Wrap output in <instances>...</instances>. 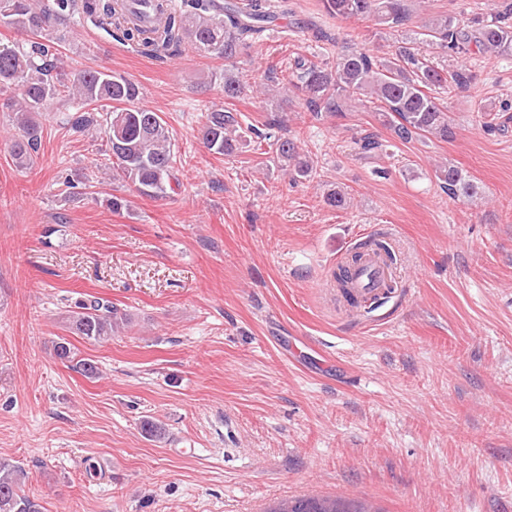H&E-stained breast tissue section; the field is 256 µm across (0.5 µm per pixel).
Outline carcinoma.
I'll list each match as a JSON object with an SVG mask.
<instances>
[{
	"mask_svg": "<svg viewBox=\"0 0 512 512\" xmlns=\"http://www.w3.org/2000/svg\"><path fill=\"white\" fill-rule=\"evenodd\" d=\"M325 11L337 18H375L383 25H399L407 18L403 0H323ZM77 0H0V22L32 35L29 43L0 49V96L8 95L7 106L14 112L17 133L11 142L16 166L29 168L41 147L42 125L38 116L54 103L68 105L66 124L75 133L96 128L103 131L110 155L116 160L121 177L136 191L150 197H164L179 186L177 157L172 133L162 117L151 109L136 107L139 86L131 80L107 71L85 69L68 72L59 58L58 47L70 33L68 22L75 14ZM83 13L103 27L112 28L120 40L137 41L143 53L157 59L180 54L189 44L198 55L224 57V96L236 98L243 93L244 55L268 30L276 16L284 12L285 0H245L242 5L227 4L220 12L214 0H181L167 12L164 26L153 38L141 36V30L126 20L124 0H83ZM429 45L457 56L470 54L472 48L497 57L512 56V0H502L494 20L465 25L448 15H439L425 25L423 33ZM471 75L460 68L439 70L415 57L407 47L392 60H378L368 50L343 46L330 61L317 63L305 58L294 61L287 90L302 95L314 114L326 112L339 116L348 102L377 101L385 123L403 142L425 134L446 140L452 134L448 107L433 94L453 84L464 88ZM112 102L110 110L96 105ZM201 140L215 155L233 157L247 147L248 140L237 114L222 108L206 113L200 129ZM357 153L370 157L384 151L385 144L365 136L355 141ZM281 167L296 178H306L312 163L299 152L296 143L279 139L274 143ZM442 188L455 198L473 199L479 188L465 178L455 165L444 166L437 174ZM396 260L389 243L370 239L361 244L333 272L336 288L356 307L359 300L349 291V266L357 263L363 250ZM68 317L67 331L93 343L112 336L117 316L112 303L94 297L75 304ZM57 359L92 379L99 367L91 358H77L71 343L54 344ZM28 478L26 469L8 460L0 461V512H35L34 504L21 494ZM268 512H374L348 498L296 497Z\"/></svg>",
	"mask_w": 512,
	"mask_h": 512,
	"instance_id": "1",
	"label": "carcinoma"
}]
</instances>
